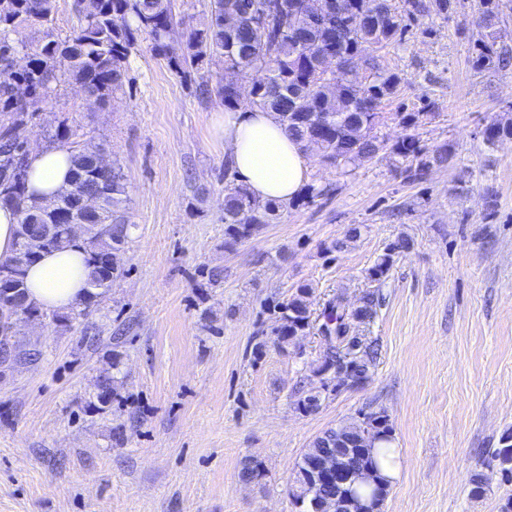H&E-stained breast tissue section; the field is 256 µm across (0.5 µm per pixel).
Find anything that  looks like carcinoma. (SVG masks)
<instances>
[{"label": "carcinoma", "mask_w": 512, "mask_h": 512, "mask_svg": "<svg viewBox=\"0 0 512 512\" xmlns=\"http://www.w3.org/2000/svg\"><path fill=\"white\" fill-rule=\"evenodd\" d=\"M343 9L330 11V0H211V22L175 42L177 22L172 0H75L80 20L73 35L61 39L47 30L32 45L14 44L12 31L48 19L52 0H0V61L22 50L27 65L12 72L0 64V206L19 215L16 252L0 261V342L15 345L21 360H32L36 349L22 348L19 336L24 319L15 314V303L24 302L26 313L42 315L29 300L26 266L41 253L73 240L69 224H84L83 243L90 268L88 293L78 308L53 320L69 327L87 316L88 311L124 274L122 254L130 239L127 216V184L119 162L98 172L87 150L74 145L75 131L61 122L48 133L53 143L69 145L72 175L68 187L54 197L50 208L27 194L29 154L18 144L14 130L27 126L36 113L29 101L16 91L25 85L33 96L46 102L62 83H77L99 103H106L123 85L124 64L137 49L144 34L151 39L155 55L167 60L176 72L188 75L204 59L218 58L224 67L238 74L253 70L265 78L252 83L249 105L277 113L288 134L307 150L315 147L325 162L349 172L360 162L381 155L397 157L405 163L402 173L410 182L422 180L435 165L448 163V145L428 148L410 133L425 113L401 114V124L409 132L393 144L379 139L376 129L385 119L383 101L393 97L402 77L384 69L378 57L367 55L370 70L367 83L353 79L351 62L373 46H386L402 40L404 15L426 12L448 18L451 0H404L397 7L393 0H341ZM498 0H482L478 26L485 30L473 49L479 69L512 68V47L501 42L498 32ZM196 91L204 98L216 96L228 108L240 105L236 85L213 86L199 82ZM512 138V120L493 121L486 126L484 142L489 146ZM96 195L95 211L82 208V197ZM284 206L262 203L242 184L229 181L224 186V244L242 242L263 224H271ZM410 248L400 239L367 270V278L378 281L393 265V255ZM311 288L301 286L288 300L277 304V325L273 334L286 343L312 327L309 296ZM378 292L367 290L361 305L350 310L341 296L327 303L318 327L325 350L316 373L351 367L355 383L369 378L377 358V342L357 334L359 325L374 315L380 305ZM392 443V427L381 412H359V417L316 436L302 456L295 476L298 498L309 499L310 512H318L314 501L336 493V488L317 484L313 475L315 459L336 448L349 451L348 463L355 471H378ZM494 464L475 475V492L481 493L500 476L512 480V432H505L492 453ZM356 507H381L387 487L373 483L348 487Z\"/></svg>", "instance_id": "obj_1"}]
</instances>
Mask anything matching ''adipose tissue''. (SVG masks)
I'll return each mask as SVG.
<instances>
[{"label": "adipose tissue", "instance_id": "adipose-tissue-1", "mask_svg": "<svg viewBox=\"0 0 512 512\" xmlns=\"http://www.w3.org/2000/svg\"><path fill=\"white\" fill-rule=\"evenodd\" d=\"M212 128L224 142L231 173L259 200L281 204L295 199L310 179V168L299 144L288 135L276 114L257 108H236L214 117ZM71 154L63 147L31 152L28 191L48 200L66 187ZM82 241L42 254L26 269L32 301L47 312H64L81 301L87 290Z\"/></svg>", "mask_w": 512, "mask_h": 512}]
</instances>
